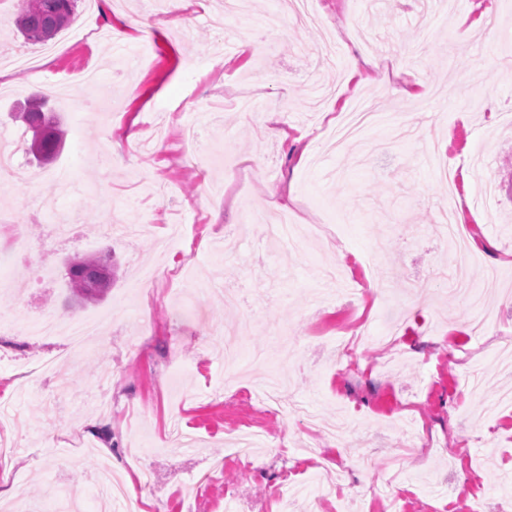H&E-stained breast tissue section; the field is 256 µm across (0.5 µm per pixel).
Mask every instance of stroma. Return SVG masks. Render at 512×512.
Here are the masks:
<instances>
[{
  "instance_id": "stroma-1",
  "label": "stroma",
  "mask_w": 512,
  "mask_h": 512,
  "mask_svg": "<svg viewBox=\"0 0 512 512\" xmlns=\"http://www.w3.org/2000/svg\"><path fill=\"white\" fill-rule=\"evenodd\" d=\"M289 0H249L224 16L194 0L181 27L161 26L164 0H78L72 22L29 46L38 73L0 82V130L27 180L0 187V251L12 254L0 294L15 329L0 334V475L19 495L0 512H104L92 475L151 471L134 490L161 512H224L234 493L276 512L279 482L306 483L289 512H383L381 488L405 512H495L512 500V412L490 416L512 388L494 347L512 336V0H309L320 23L295 21ZM266 14L281 30L260 46L238 30ZM135 20L120 45L118 16ZM480 31H473V23ZM417 42L423 57L392 48ZM231 44L213 56L217 43ZM148 48L141 67L107 66L118 47ZM378 60L351 72V59ZM97 68L77 104L48 99L68 147L43 165L14 114L47 77ZM410 81L415 99L401 98ZM256 98V114L238 99ZM480 96L471 110L467 101ZM108 103L89 111L87 97ZM376 101L382 125L348 150L319 149L322 128ZM209 113L197 116L195 103ZM283 113L267 137L262 114ZM197 124L198 138L180 136ZM119 166L103 167L110 151ZM489 240L468 269L490 314L480 340L450 291L454 245L441 213ZM70 222L64 245L50 225ZM112 254L106 297L69 303L65 263ZM379 288L357 312L321 278ZM153 269L152 283L142 281ZM247 283L239 308L216 288ZM102 320L90 354L30 332L50 318ZM360 336L342 362L341 338ZM257 463L226 456L242 428Z\"/></svg>"
}]
</instances>
